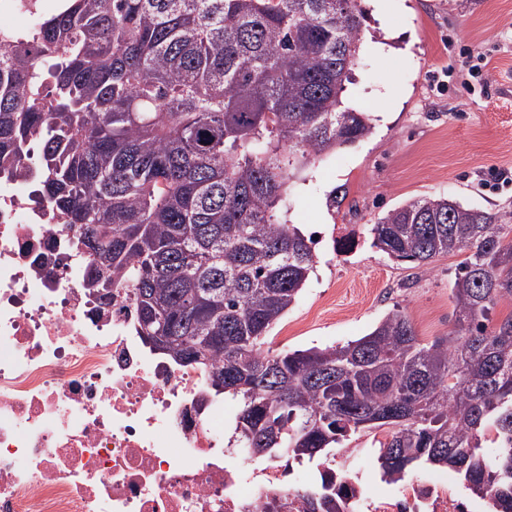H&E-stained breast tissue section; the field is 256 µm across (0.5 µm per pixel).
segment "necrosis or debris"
<instances>
[{
    "label": "necrosis or debris",
    "instance_id": "1",
    "mask_svg": "<svg viewBox=\"0 0 512 512\" xmlns=\"http://www.w3.org/2000/svg\"><path fill=\"white\" fill-rule=\"evenodd\" d=\"M0 177V512H303L287 460L232 447L199 369L137 336L86 283L72 233ZM347 512H477L440 474L351 486Z\"/></svg>",
    "mask_w": 512,
    "mask_h": 512
}]
</instances>
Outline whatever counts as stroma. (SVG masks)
Wrapping results in <instances>:
<instances>
[{
  "label": "stroma",
  "mask_w": 512,
  "mask_h": 512,
  "mask_svg": "<svg viewBox=\"0 0 512 512\" xmlns=\"http://www.w3.org/2000/svg\"><path fill=\"white\" fill-rule=\"evenodd\" d=\"M364 37L344 99L371 113L373 133L316 160L290 181L282 210L289 223L318 233L316 270L274 326L275 352L343 345L400 310L420 342L452 327L451 286L458 256L428 269L373 247L370 228L420 197H444L512 214V0H396L379 16L363 0ZM346 198L334 207V191ZM355 246L343 250L341 226ZM384 431L355 435L336 458L347 481L373 485L374 451Z\"/></svg>",
  "instance_id": "1"
}]
</instances>
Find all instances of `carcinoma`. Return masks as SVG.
I'll list each match as a JSON object with an SVG mask.
<instances>
[{"mask_svg":"<svg viewBox=\"0 0 512 512\" xmlns=\"http://www.w3.org/2000/svg\"><path fill=\"white\" fill-rule=\"evenodd\" d=\"M363 21L361 0H55L0 33V175L34 180L75 245L95 244L107 275L89 284L131 289L145 345L240 402L244 447L326 464L385 426L384 481L446 468L512 512V314L491 317L512 299L503 215L426 197L371 228L418 268L464 255L447 335L422 344L392 311L344 345L264 349L315 268L282 217L291 179L373 133L342 102ZM346 484L331 471L296 496L339 512Z\"/></svg>","mask_w":512,"mask_h":512,"instance_id":"cac0c4a2","label":"carcinoma"}]
</instances>
